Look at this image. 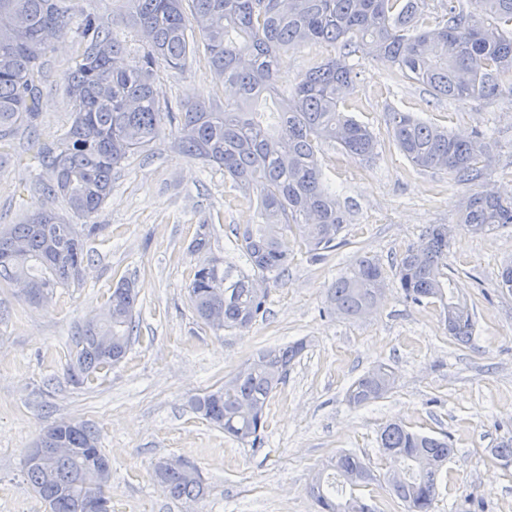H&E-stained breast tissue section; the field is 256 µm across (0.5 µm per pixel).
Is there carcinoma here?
Here are the masks:
<instances>
[{"mask_svg": "<svg viewBox=\"0 0 512 512\" xmlns=\"http://www.w3.org/2000/svg\"><path fill=\"white\" fill-rule=\"evenodd\" d=\"M66 0H0V150L21 130L35 127L42 109L46 55L71 32ZM132 26L142 42L138 56L125 57L122 42L92 14L77 23L82 46L76 67L65 78L73 122L57 147L37 151L46 175L36 190L62 198L70 213L89 218L112 188V172L153 145L166 124L177 125V145L189 158L224 170L246 199H256L258 223L231 229L230 243L250 265L245 271L213 255L210 225L201 224L191 244L199 264L189 285L197 316L223 315L222 329L244 332L266 312L268 291L256 281H278L290 255L283 232L295 234L313 260L336 249L349 222L318 159L331 143L352 160L378 156L372 131L345 112L355 67L362 53L394 69L436 97L456 102L494 100L512 92V0H440L433 14L426 0H131ZM325 43L337 55L299 75L287 94L279 90L276 54L290 45ZM204 47L215 77L233 84L238 98L217 110L202 102L181 112L161 99L157 69H183ZM394 144L417 169L444 173L457 183L480 186L491 137H458L409 112L389 113ZM457 223L481 235L512 227V196L477 190L457 205ZM78 226L38 209L25 223L0 231V253L13 239L25 251L0 260V282L26 280L46 300L57 288L81 280L88 255ZM448 225L433 224L422 241L408 248L397 264L399 287L414 304H439L448 336L472 341L474 324L448 275ZM380 263L355 260L327 288L326 312L359 317L384 297ZM138 293L122 280L105 312L87 322L75 337L76 355L64 376L83 385L125 357L134 335ZM307 344L297 340L265 349L224 384L193 399L194 410L243 446L264 445L266 410L272 395ZM394 372L379 365L354 380L346 397L361 407L388 394ZM39 439L59 452L42 463H24L23 474L50 512H85L91 498L111 500V464L86 423L57 421L41 429ZM379 448L405 472L400 484L383 480L406 512H432L449 455V442L386 424ZM162 491L177 500H195L205 487L189 461L178 468L154 467ZM378 478L351 452H340L312 477L317 512H375L357 490Z\"/></svg>", "mask_w": 512, "mask_h": 512, "instance_id": "cac0c4a2", "label": "carcinoma"}]
</instances>
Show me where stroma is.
Instances as JSON below:
<instances>
[{
	"mask_svg": "<svg viewBox=\"0 0 512 512\" xmlns=\"http://www.w3.org/2000/svg\"><path fill=\"white\" fill-rule=\"evenodd\" d=\"M70 3L75 14L101 17L127 52L139 49L129 0ZM80 52L73 36L48 50L37 125L15 135L11 153L0 157V228L43 207L68 213L63 199H46L32 184L41 170L36 147L58 145L71 124L65 77ZM333 53L324 44L280 52L283 85ZM356 73L349 111L385 146L366 166L322 146L320 162L350 221L336 250L317 263L285 233L288 272L270 285L267 313L249 331L217 332L198 319L188 292L198 262L190 245L198 224L209 223L213 254L247 268L228 236L231 225L256 223V206L236 197L223 170L182 154L170 126L113 173L78 284L41 305L0 287V512H49L23 466L41 428L60 420L98 430L112 464V512H316L311 477L337 452H353L375 474L389 471L377 437L390 421L447 437L455 450L433 512H512V466L491 453L512 436V292L497 282L499 266L512 261V228L484 236L459 229L451 238L448 273L459 278L474 320L472 342L457 345L438 306L405 299L397 263L429 225L455 223L457 204L472 188L414 169L387 134L393 109L464 134L491 132L486 182L512 185V94L451 103L368 58ZM158 88L174 106L199 101L220 109L228 97L201 53L185 70L161 69ZM363 255L383 268L384 298L359 318L329 316L327 288ZM123 279L139 292L138 335L120 364L93 383L72 384L63 368L75 337ZM299 339L307 348L270 400L263 448L230 440L192 409V397L220 386L259 350ZM381 363L395 373L392 392L350 407V383ZM178 457L197 466L202 499H172L154 480L158 461Z\"/></svg>",
	"mask_w": 512,
	"mask_h": 512,
	"instance_id": "35a3bbf8",
	"label": "stroma"
}]
</instances>
